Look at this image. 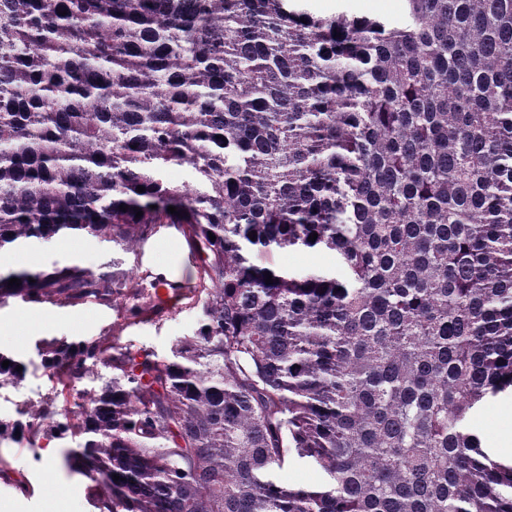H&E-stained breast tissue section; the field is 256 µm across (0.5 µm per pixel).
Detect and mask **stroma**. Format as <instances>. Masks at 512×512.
I'll use <instances>...</instances> for the list:
<instances>
[{
    "label": "stroma",
    "mask_w": 512,
    "mask_h": 512,
    "mask_svg": "<svg viewBox=\"0 0 512 512\" xmlns=\"http://www.w3.org/2000/svg\"><path fill=\"white\" fill-rule=\"evenodd\" d=\"M303 9L331 17L339 9L355 16L398 17L403 0H303ZM276 262L300 274L340 273L334 252L287 251ZM197 260L181 229L158 225L135 252L113 250L111 244L84 236L33 243L20 251L0 253V270L22 267L50 271L77 264L94 274L120 270L126 273L133 293L109 295L96 301L33 304L18 298L0 302V354L25 367L20 385L0 389V419L19 418L21 410L55 395V386L41 366L42 348L49 342L107 338L113 346L127 345L171 356L183 337L198 326L200 303L186 299L166 313L152 308L158 281L195 279ZM470 426L485 447L497 448L502 437L512 435V394L484 401L471 417ZM54 463H47L42 448L15 443L0 444V512H94L84 479L68 464L70 442L56 440Z\"/></svg>",
    "instance_id": "1"
}]
</instances>
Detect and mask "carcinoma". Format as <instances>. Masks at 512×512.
Listing matches in <instances>:
<instances>
[{"label":"carcinoma","mask_w":512,"mask_h":512,"mask_svg":"<svg viewBox=\"0 0 512 512\" xmlns=\"http://www.w3.org/2000/svg\"><path fill=\"white\" fill-rule=\"evenodd\" d=\"M290 2L0 0V250L177 224L203 295L170 358L46 344L62 404L0 443L71 439L97 512H512L468 426L512 389V0ZM321 248L340 275L273 261ZM126 287L0 273L1 300ZM291 454L330 484L275 482ZM345 1V2H342ZM341 3L346 4L344 12L355 16L398 17L403 9V0H306L299 7L314 16L331 17L340 10Z\"/></svg>","instance_id":"1"}]
</instances>
